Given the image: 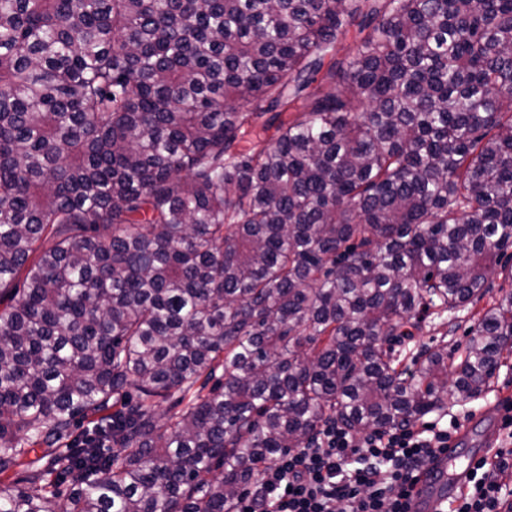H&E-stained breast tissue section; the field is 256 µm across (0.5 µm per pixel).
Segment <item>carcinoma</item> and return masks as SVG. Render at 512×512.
Returning a JSON list of instances; mask_svg holds the SVG:
<instances>
[{
	"instance_id": "1",
	"label": "carcinoma",
	"mask_w": 512,
	"mask_h": 512,
	"mask_svg": "<svg viewBox=\"0 0 512 512\" xmlns=\"http://www.w3.org/2000/svg\"><path fill=\"white\" fill-rule=\"evenodd\" d=\"M510 249L512 0H0V512H232L481 396L512 287L395 345ZM501 284L508 288V282L503 283L501 279L495 280L492 288H488L481 302L475 308L470 309L469 306V308L458 312V318L453 321L452 325H448V320L442 321L435 318L422 333L410 340H404L396 346V349H403L404 354L409 353V351L416 353L424 347L443 343L448 344V351L459 349L461 352L470 338V330L476 323L474 320L476 312L481 308H489L493 304L500 294L499 287Z\"/></svg>"
}]
</instances>
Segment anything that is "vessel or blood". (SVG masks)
Instances as JSON below:
<instances>
[{
	"label": "vessel or blood",
	"mask_w": 512,
	"mask_h": 512,
	"mask_svg": "<svg viewBox=\"0 0 512 512\" xmlns=\"http://www.w3.org/2000/svg\"><path fill=\"white\" fill-rule=\"evenodd\" d=\"M498 440V434H489L483 448L473 451L463 466L458 463L462 456L460 448L449 446L417 484L412 501L414 512H447L465 492L471 464L491 458L498 449Z\"/></svg>",
	"instance_id": "obj_1"
}]
</instances>
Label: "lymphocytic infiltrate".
I'll return each instance as SVG.
<instances>
[{"label": "lymphocytic infiltrate", "mask_w": 512, "mask_h": 512, "mask_svg": "<svg viewBox=\"0 0 512 512\" xmlns=\"http://www.w3.org/2000/svg\"><path fill=\"white\" fill-rule=\"evenodd\" d=\"M458 427L454 417L361 431L327 423L313 444L263 467L234 512H410L416 483ZM501 428L504 446L476 463L453 512H512V406Z\"/></svg>", "instance_id": "1"}]
</instances>
